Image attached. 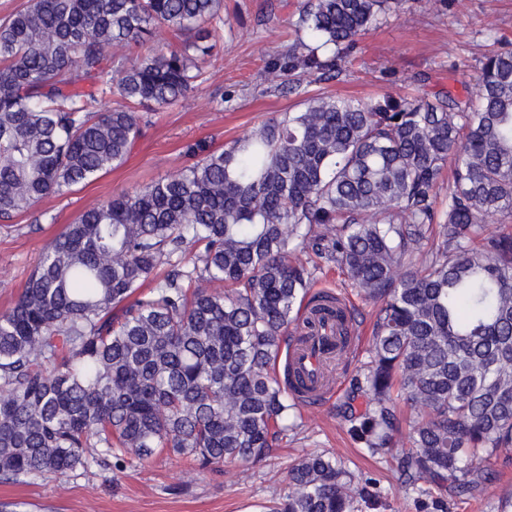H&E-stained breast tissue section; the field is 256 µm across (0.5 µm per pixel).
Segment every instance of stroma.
Masks as SVG:
<instances>
[{
  "label": "stroma",
  "instance_id": "stroma-1",
  "mask_svg": "<svg viewBox=\"0 0 512 512\" xmlns=\"http://www.w3.org/2000/svg\"><path fill=\"white\" fill-rule=\"evenodd\" d=\"M303 0H224V39L202 65L203 82L177 106L149 113L127 160L98 180L44 199L13 223H0V311L15 300L46 245L98 201L171 176L280 113L297 111L299 96L275 91L268 61L288 48ZM512 50V0H401L351 52L337 79H305L308 93L377 99L476 91L485 56ZM313 292L340 295L359 330L372 335L375 307L335 266L324 268ZM367 353L340 364L338 392L302 408V429L280 437L267 459L202 471L161 454L131 458L122 468L91 467L60 481L0 479V512H261L282 489L300 456L328 452L361 474L359 512H512V450L494 462L487 495H457L445 487L417 497L398 468L400 449L364 455L346 432L344 414L361 409L353 383Z\"/></svg>",
  "mask_w": 512,
  "mask_h": 512
}]
</instances>
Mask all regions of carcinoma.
<instances>
[{"label":"carcinoma","instance_id":"cac0c4a2","mask_svg":"<svg viewBox=\"0 0 512 512\" xmlns=\"http://www.w3.org/2000/svg\"><path fill=\"white\" fill-rule=\"evenodd\" d=\"M389 2L307 0L267 65L299 111L95 203L43 250L0 312V478L165 450L199 468L268 457L302 426L270 367L326 264L377 305L352 442L376 457L406 436L399 467L420 496L446 480L488 493L484 467L512 449V232L486 224L512 217V50L485 57L467 100L307 95L293 76L338 77ZM223 10L29 0L0 20V222L120 166L143 113L195 89ZM162 27L177 44L141 53ZM108 94L122 104L96 109ZM359 495L344 462L311 452L263 512H357Z\"/></svg>","mask_w":512,"mask_h":512}]
</instances>
